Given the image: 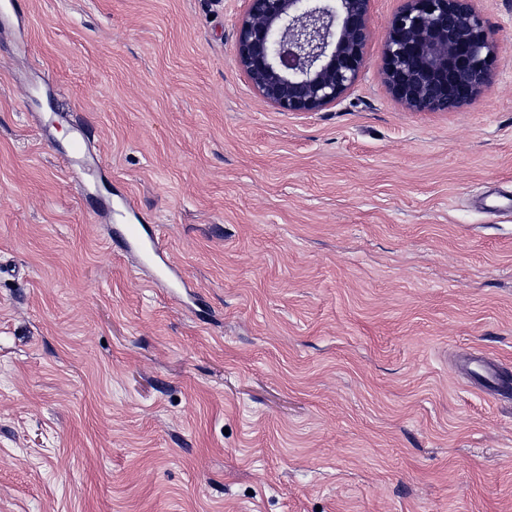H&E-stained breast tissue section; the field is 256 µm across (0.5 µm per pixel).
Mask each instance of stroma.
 I'll return each instance as SVG.
<instances>
[{
	"mask_svg": "<svg viewBox=\"0 0 512 512\" xmlns=\"http://www.w3.org/2000/svg\"><path fill=\"white\" fill-rule=\"evenodd\" d=\"M284 112L246 0H20L0 27V512H512V0L466 105ZM77 113L89 150L68 162ZM131 193L135 212L98 207ZM160 228L187 280L109 245ZM471 363L480 365L479 372L471 373L476 379L491 387L503 398L512 396V371L507 365L499 364L497 361H491L481 356L472 357L468 358L465 365L469 373Z\"/></svg>",
	"mask_w": 512,
	"mask_h": 512,
	"instance_id": "obj_1",
	"label": "stroma"
}]
</instances>
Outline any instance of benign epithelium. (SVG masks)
I'll use <instances>...</instances> for the list:
<instances>
[{
	"mask_svg": "<svg viewBox=\"0 0 512 512\" xmlns=\"http://www.w3.org/2000/svg\"><path fill=\"white\" fill-rule=\"evenodd\" d=\"M235 61L260 98L317 112L355 82L372 0H247ZM383 78L410 109L445 111L489 83L495 57L473 0H408L383 48Z\"/></svg>",
	"mask_w": 512,
	"mask_h": 512,
	"instance_id": "7a95c632",
	"label": "benign epithelium"
}]
</instances>
